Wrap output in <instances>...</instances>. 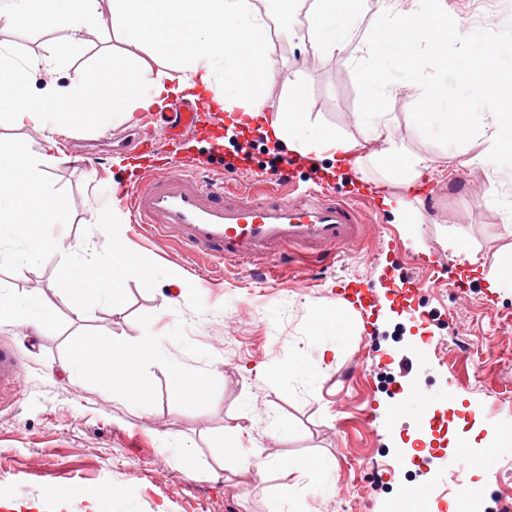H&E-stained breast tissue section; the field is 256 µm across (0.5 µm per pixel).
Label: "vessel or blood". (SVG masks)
Listing matches in <instances>:
<instances>
[{"instance_id": "1", "label": "vessel or blood", "mask_w": 512, "mask_h": 512, "mask_svg": "<svg viewBox=\"0 0 512 512\" xmlns=\"http://www.w3.org/2000/svg\"><path fill=\"white\" fill-rule=\"evenodd\" d=\"M146 131L135 147L151 148L150 132L163 126L173 136L198 126V114L182 107L142 118ZM294 158L280 162L277 183L257 180L240 191L233 173L215 181L178 158L167 159L144 182H119L106 193L145 233L179 243L187 252H208L235 264L269 261L308 251L325 259L365 236L371 205L322 189L298 190L288 176ZM21 370L13 350L0 346V389L18 388Z\"/></svg>"}]
</instances>
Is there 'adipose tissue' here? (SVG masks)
I'll list each match as a JSON object with an SVG mask.
<instances>
[{
	"mask_svg": "<svg viewBox=\"0 0 512 512\" xmlns=\"http://www.w3.org/2000/svg\"><path fill=\"white\" fill-rule=\"evenodd\" d=\"M367 0H0V25L26 24L64 31L63 42L51 47L41 60L54 69L78 54L86 33L107 23L113 36L141 46L142 55H127L100 72L96 81L75 76L62 88L29 93L30 63H18L0 53V123L20 129L36 126L45 141L92 118L105 131L128 120L133 113L164 108L170 98H207L213 109L248 118L266 128L268 135L292 152L312 154L332 162L352 157L356 167L375 162L387 183L412 186L430 169L426 155L407 148L390 110L401 89L413 94L409 135L434 134L457 142L461 126L481 138L482 165L512 174V86L503 85L500 73L512 68V24L494 20L493 40L460 21L449 18L445 0H412L401 10L399 0H376L373 31L356 37L355 25ZM306 14L302 34L313 52L336 54L357 44L364 106L353 120L361 139L346 137L311 119L304 98L296 92L300 74L285 73L266 49L268 20L278 16L284 25L296 24ZM469 43L474 51L470 67L461 69L448 60L449 39ZM163 55L182 73L170 83L163 70L149 59ZM434 81L423 87L425 72ZM288 86L283 105L266 111L268 90L275 83ZM57 307L46 295L21 303L0 296V327L20 326L38 335L55 325ZM154 336L119 345L96 339L77 347L60 366L67 377L95 373L100 384L122 396H137L148 379ZM304 478L301 466L263 457L255 448L231 467L232 479L244 484L269 472Z\"/></svg>",
	"mask_w": 512,
	"mask_h": 512,
	"instance_id": "adipose-tissue-1",
	"label": "adipose tissue"
}]
</instances>
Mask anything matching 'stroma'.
<instances>
[{"label": "stroma", "mask_w": 512, "mask_h": 512, "mask_svg": "<svg viewBox=\"0 0 512 512\" xmlns=\"http://www.w3.org/2000/svg\"><path fill=\"white\" fill-rule=\"evenodd\" d=\"M450 17L483 30L493 38L489 22L505 0H446ZM60 33L35 27H0V48L32 62L46 55ZM268 47L291 71H301L299 94L311 105V119L359 137L351 120L360 111L363 89L358 63L345 55L315 57L288 43L278 23H271ZM138 46L116 42L109 29L89 35L78 56L54 71H38L33 91L62 86L81 74L95 79L114 56L138 53ZM229 119L192 137V151L209 164L211 175L224 167H240L237 185L254 187L271 177L265 137L256 127L239 134L247 152L223 150L216 164L211 140L226 137ZM127 125L101 132L66 131L47 146L32 128L21 133L39 152L59 156L50 178L66 191L70 222L52 235L75 246L97 241L92 211L102 204L107 183L143 173L145 160L124 153L108 155L94 170L64 162L65 152L80 153L86 141L123 138ZM414 150L432 158L422 187L405 194L410 208L426 207L430 220L406 224L384 203H377L367 235L340 251L334 262L317 264L303 255L275 264L272 276L260 278L242 269L217 271L214 258L187 257L176 245L152 241L127 226L124 240L163 267L179 269L196 295L187 296L176 316L163 313L172 289L157 283L145 290L127 280L125 305L94 306L76 316L60 306L54 330L38 336L19 327H0V344L10 345L19 359L20 388L0 393V512H267L283 483L276 474L249 486L206 479L204 470L233 466L238 450L260 444L265 457L293 461L306 468L307 482L289 496L298 512H348L353 483L367 480L365 458H373L382 488L368 496L364 512H416L413 499L392 506L407 480L402 466L411 440L397 426L392 407L413 391L403 379L393 392L376 388L379 373L395 368L413 351L428 360L422 382L448 392L449 401L426 405V414L453 409V435L437 433L435 447L489 448L491 432L512 431V294L489 290L480 272L460 263L444 247L457 238L480 262L490 263L512 244L503 219L512 209V178L494 183L476 162L480 142L467 147L445 144L429 136L414 140ZM60 263L49 257L41 266L14 274L0 272V294L25 299L47 293ZM355 281L375 296V305L359 320L357 333L338 334L336 290ZM205 297L207 313L194 307ZM174 329L155 360L143 401L121 400L118 394L88 378L70 382L59 366L88 339L109 338L120 344L139 341L150 328ZM335 344L338 364L318 371V350ZM449 350L447 361L437 347ZM219 349L220 361L208 365L203 352ZM289 365L288 378L272 370ZM182 366L203 373L209 388L200 403L181 401L172 392V371ZM277 425L276 438L267 428ZM239 428L225 442L226 428ZM196 446L198 474L180 463V442ZM485 460L468 463L467 495L484 490L502 494L503 474H512V447L489 448ZM336 467L326 472L322 459ZM57 496H49L48 487ZM112 495L100 497L102 488Z\"/></svg>", "instance_id": "1"}]
</instances>
